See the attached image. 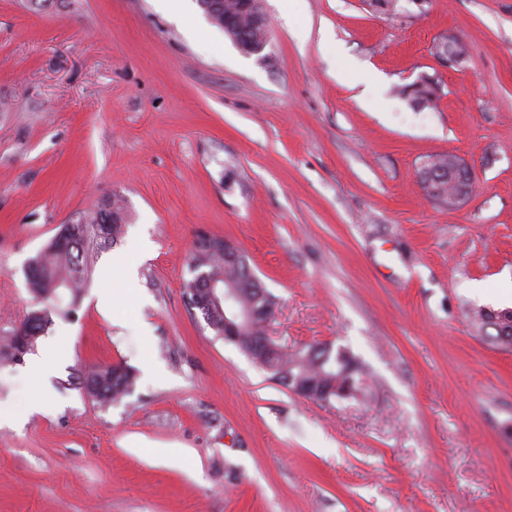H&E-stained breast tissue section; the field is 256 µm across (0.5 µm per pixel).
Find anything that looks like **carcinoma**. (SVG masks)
<instances>
[{
	"label": "carcinoma",
	"mask_w": 512,
	"mask_h": 512,
	"mask_svg": "<svg viewBox=\"0 0 512 512\" xmlns=\"http://www.w3.org/2000/svg\"><path fill=\"white\" fill-rule=\"evenodd\" d=\"M237 0H224L223 7L212 9L213 24L223 29L230 39L238 36V31H243L249 38L251 45H264L267 38V26L258 25L250 17L241 18L234 24L226 27L224 18L238 16ZM437 85L431 77L423 79L421 86L414 89H404L411 102L417 106L432 103L434 86ZM123 214L122 207L110 203L95 209L92 212L80 214L76 224L82 226L79 233L67 240V246L63 249L49 243L34 257L36 264L41 269V274L27 281L29 291L35 299L42 297L51 299L62 287L74 293L84 284L88 276V237L97 224L111 226L110 238L103 244L116 242L122 232ZM191 272L194 276L184 283V295L191 296L197 290L198 283L206 278L216 279L220 282L228 279H245V287L242 288L240 303L253 304L262 309L251 328L235 338H227V342L234 344L242 353L248 356L261 368L268 369L274 379L287 387L293 383L288 378H300V381L309 385L310 394L307 398L328 402L335 398L338 400L354 398L362 394L364 380L361 368L353 356L344 349L332 351L327 346L311 344L294 351L283 350L273 359L267 358L259 342L265 332V313H274L276 306L275 297L262 286L257 277L251 276V271L246 269L245 261L231 264L224 261V249L214 248L200 250L193 254ZM206 324L215 332V335L224 337V311L215 309L203 312ZM487 314L477 311L475 315L476 327L479 334L493 345L512 349V339L504 341L496 333L485 329ZM38 334L18 336L11 334L5 348L0 349V358L19 361L21 357L34 349ZM97 383L96 401L102 405L120 401L129 394L135 383L133 370L122 364L97 366L86 371L80 385L84 386L88 381Z\"/></svg>",
	"instance_id": "obj_1"
}]
</instances>
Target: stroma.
Instances as JSON below:
<instances>
[{"label":"stroma","instance_id":"1","mask_svg":"<svg viewBox=\"0 0 512 512\" xmlns=\"http://www.w3.org/2000/svg\"><path fill=\"white\" fill-rule=\"evenodd\" d=\"M262 3L248 55L198 0H0V338L62 225L125 214L49 302L43 377L0 364V512H512V350L469 317L512 306V0ZM449 32L470 54L442 69ZM442 153L478 179L455 210L420 179ZM203 234L278 344L347 348L366 394L309 400L216 337L182 288ZM116 363L135 383L99 406L80 373ZM431 51L436 63L445 69L457 67L469 57L466 41L452 33L436 39L432 43Z\"/></svg>","mask_w":512,"mask_h":512}]
</instances>
